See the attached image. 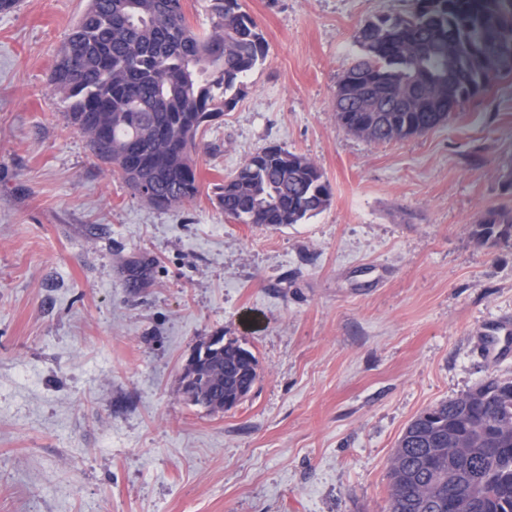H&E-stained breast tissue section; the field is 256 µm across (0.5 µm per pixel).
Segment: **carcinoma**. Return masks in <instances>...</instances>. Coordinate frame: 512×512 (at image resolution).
<instances>
[{
    "label": "carcinoma",
    "instance_id": "cac0c4a2",
    "mask_svg": "<svg viewBox=\"0 0 512 512\" xmlns=\"http://www.w3.org/2000/svg\"><path fill=\"white\" fill-rule=\"evenodd\" d=\"M211 32L182 0H89L51 76L68 123L125 183L153 180L145 202L181 207L199 192L200 131L232 108L267 42L239 0H209ZM361 56L337 84L336 121L370 143L440 126L512 75V0H418L413 13L366 22ZM224 215L278 228L323 212L332 190L304 155L268 146L215 185ZM472 235L512 247V206L480 213ZM235 398L259 379L252 352L228 345L197 370ZM389 512H512V380L490 377L420 413L390 466Z\"/></svg>",
    "mask_w": 512,
    "mask_h": 512
}]
</instances>
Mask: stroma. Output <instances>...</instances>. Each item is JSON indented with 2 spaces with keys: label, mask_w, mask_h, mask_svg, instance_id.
Masks as SVG:
<instances>
[{
  "label": "stroma",
  "mask_w": 512,
  "mask_h": 512,
  "mask_svg": "<svg viewBox=\"0 0 512 512\" xmlns=\"http://www.w3.org/2000/svg\"><path fill=\"white\" fill-rule=\"evenodd\" d=\"M268 55L198 135L197 196L159 210L95 163L48 81L88 0L0 13V512H388L406 426L512 355V76L444 125L374 144L336 121L359 28L416 0H240ZM269 145L323 171L301 224L228 221L214 187ZM146 266L129 287L126 265ZM221 335L260 379L234 410L181 394ZM472 235L491 246L512 247V206L500 205L482 211L472 224Z\"/></svg>",
  "instance_id": "1"
}]
</instances>
